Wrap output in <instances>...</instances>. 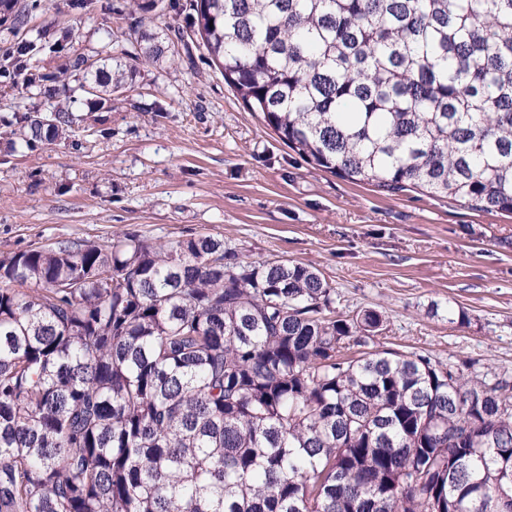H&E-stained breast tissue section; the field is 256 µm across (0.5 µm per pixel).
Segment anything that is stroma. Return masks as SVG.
Instances as JSON below:
<instances>
[{
    "label": "stroma",
    "mask_w": 512,
    "mask_h": 512,
    "mask_svg": "<svg viewBox=\"0 0 512 512\" xmlns=\"http://www.w3.org/2000/svg\"><path fill=\"white\" fill-rule=\"evenodd\" d=\"M19 5L25 25L0 24V253L129 232L152 243L208 235L242 260L318 268L338 315L382 313L387 347L512 380L511 215L320 170L245 108L204 49L141 57L137 33L188 27L189 0L146 15L127 0ZM25 41L27 64L65 92L26 84L12 56ZM98 51L127 71L104 109L66 68ZM56 107L82 116L75 132L8 149L18 112ZM452 306L466 323L449 322Z\"/></svg>",
    "instance_id": "stroma-1"
}]
</instances>
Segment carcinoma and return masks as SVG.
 <instances>
[{
  "label": "carcinoma",
  "mask_w": 512,
  "mask_h": 512,
  "mask_svg": "<svg viewBox=\"0 0 512 512\" xmlns=\"http://www.w3.org/2000/svg\"><path fill=\"white\" fill-rule=\"evenodd\" d=\"M192 7L210 63L308 162L512 214V0ZM72 67L102 108L124 89L109 54ZM80 122L23 112L8 148ZM332 292L207 235L1 254L0 512H512V383L379 348L382 314L338 316Z\"/></svg>",
  "instance_id": "1"
}]
</instances>
